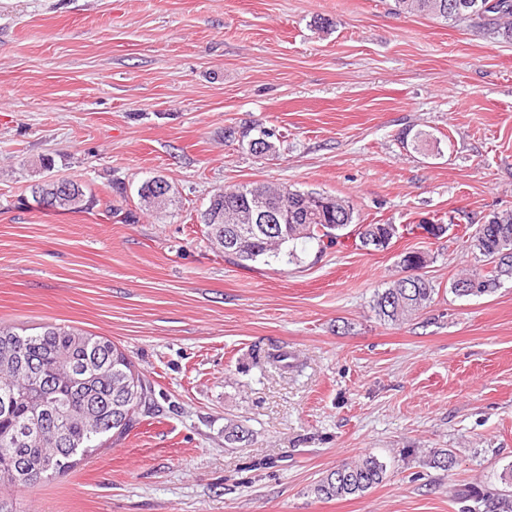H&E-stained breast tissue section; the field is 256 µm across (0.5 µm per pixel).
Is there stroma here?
<instances>
[{
  "label": "stroma",
  "instance_id": "35a3bbf8",
  "mask_svg": "<svg viewBox=\"0 0 512 512\" xmlns=\"http://www.w3.org/2000/svg\"><path fill=\"white\" fill-rule=\"evenodd\" d=\"M243 125L278 155L225 139ZM419 131L441 154L406 146ZM155 175L178 192L157 215L136 195ZM38 179L95 202L45 209ZM253 183L348 199L401 234L241 267L197 216ZM510 207L512 42L468 22L394 0H0V322L107 337L155 400L123 441L16 493L18 512H474L458 490L512 464V281L468 300L451 284L477 263L467 223ZM415 248L434 300L383 323L373 295ZM230 421L249 441H225ZM364 455L387 465L377 487L310 494Z\"/></svg>",
  "mask_w": 512,
  "mask_h": 512
}]
</instances>
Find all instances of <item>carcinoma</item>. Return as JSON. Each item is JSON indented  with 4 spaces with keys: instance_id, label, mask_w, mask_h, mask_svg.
<instances>
[{
    "instance_id": "obj_1",
    "label": "carcinoma",
    "mask_w": 512,
    "mask_h": 512,
    "mask_svg": "<svg viewBox=\"0 0 512 512\" xmlns=\"http://www.w3.org/2000/svg\"><path fill=\"white\" fill-rule=\"evenodd\" d=\"M395 7L445 24L467 20L489 35L512 41V0H395ZM440 144V139L426 132L416 133L412 140V148L419 152L437 150ZM68 184L72 191L64 199L56 196L54 181H38L30 189L51 210L81 213L90 209L94 197L86 187L73 180ZM285 194L292 221L250 224L243 220L254 198L277 201ZM214 195L224 198V209L216 214L218 220L208 224L202 212L200 221L208 239L239 265L283 258L299 262L298 245L312 243L322 254L351 234L366 250H384L399 235L395 224L355 223L349 201L317 191L252 184L220 189ZM467 242L485 267L456 279L478 282L471 292L451 287L456 297L488 295L502 280H512V254L507 262L495 261L512 251V209L475 225ZM427 263V254L419 250L402 256L403 269L421 273L412 283L406 276L397 277L374 294L372 309L381 321L403 324L433 302L436 286L423 273ZM151 409V383L112 340L52 322L32 333L0 323V474H14L7 480L0 477V488L26 491L65 475L106 440L125 439ZM455 464V456L446 449L428 452L427 465L432 468L449 471ZM386 469L377 457L365 455L327 472L310 492L320 500L361 496L383 482ZM499 480V488L467 487L461 495L474 498L478 512H512V465L503 469Z\"/></svg>"
}]
</instances>
